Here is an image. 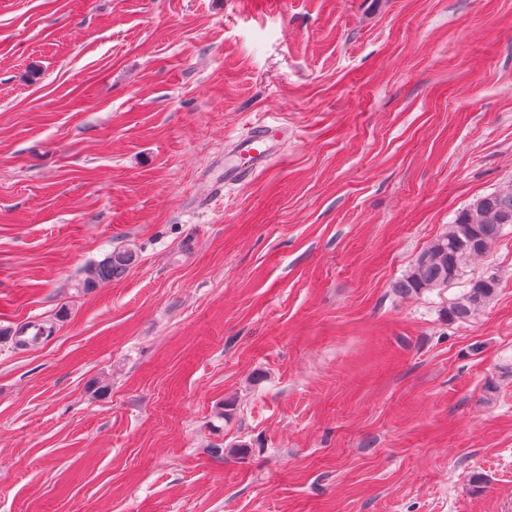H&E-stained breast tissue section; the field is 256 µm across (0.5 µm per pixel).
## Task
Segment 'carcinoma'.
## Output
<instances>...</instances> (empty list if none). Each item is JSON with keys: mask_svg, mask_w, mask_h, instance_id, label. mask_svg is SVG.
<instances>
[{"mask_svg": "<svg viewBox=\"0 0 512 512\" xmlns=\"http://www.w3.org/2000/svg\"><path fill=\"white\" fill-rule=\"evenodd\" d=\"M512 226V190L482 196L471 203L416 258L394 285L401 295L442 289L457 280L467 264L489 252L507 226ZM129 249H115L104 260L84 269L78 287L98 288L122 276L134 263ZM499 280L493 274L470 280L468 287L443 309L450 322L475 317L497 296Z\"/></svg>", "mask_w": 512, "mask_h": 512, "instance_id": "1", "label": "carcinoma"}]
</instances>
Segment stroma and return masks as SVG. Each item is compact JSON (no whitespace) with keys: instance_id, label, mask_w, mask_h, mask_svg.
<instances>
[{"instance_id":"obj_1","label":"stroma","mask_w":512,"mask_h":512,"mask_svg":"<svg viewBox=\"0 0 512 512\" xmlns=\"http://www.w3.org/2000/svg\"><path fill=\"white\" fill-rule=\"evenodd\" d=\"M511 187L512 0H0V512H512ZM278 135L265 122L254 123L233 144L235 161L224 166V188L239 185L268 168L277 153ZM508 225L512 226V189L476 199L418 255L394 291L408 295L448 288L472 259L492 249ZM135 254L130 249H115L104 260L84 269L78 288H98L119 278L134 263ZM499 280L493 274L470 280L468 287L443 309L450 322H465L475 317L497 296Z\"/></svg>"}]
</instances>
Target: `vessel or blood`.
I'll list each match as a JSON object with an SVG mask.
<instances>
[{
    "label": "vessel or blood",
    "mask_w": 512,
    "mask_h": 512,
    "mask_svg": "<svg viewBox=\"0 0 512 512\" xmlns=\"http://www.w3.org/2000/svg\"><path fill=\"white\" fill-rule=\"evenodd\" d=\"M276 130L263 122L254 123L232 146L233 163L224 169L225 186L239 185L268 168L277 153Z\"/></svg>",
    "instance_id": "obj_1"
}]
</instances>
